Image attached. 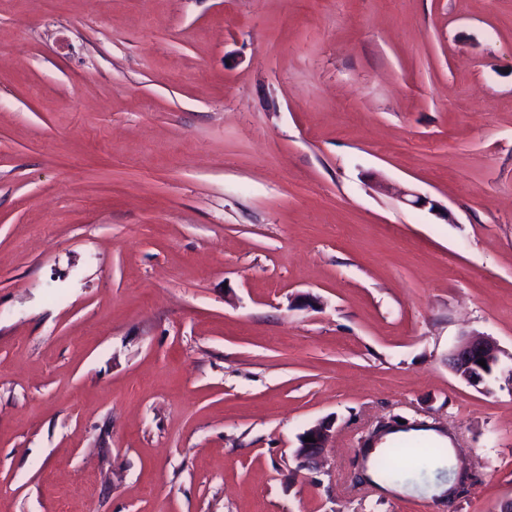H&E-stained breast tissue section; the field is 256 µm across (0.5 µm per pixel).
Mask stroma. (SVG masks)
<instances>
[{"label":"stroma","mask_w":512,"mask_h":512,"mask_svg":"<svg viewBox=\"0 0 512 512\" xmlns=\"http://www.w3.org/2000/svg\"><path fill=\"white\" fill-rule=\"evenodd\" d=\"M423 420L451 497L383 494ZM510 498L512 0H0V512ZM464 339L454 350L450 358L452 370L467 383L478 386L487 376L488 367L499 363V349L497 345L485 335L472 334ZM485 360L486 368L478 364ZM333 424L330 421H321L306 430L299 439V446L294 450V457L302 466L314 464L323 454L329 439L332 437ZM311 436L315 442H305L304 438ZM404 448H387L385 453L373 461V468L378 473L379 478L384 482H400L403 477V470L393 463L392 457L403 452Z\"/></svg>","instance_id":"obj_1"}]
</instances>
